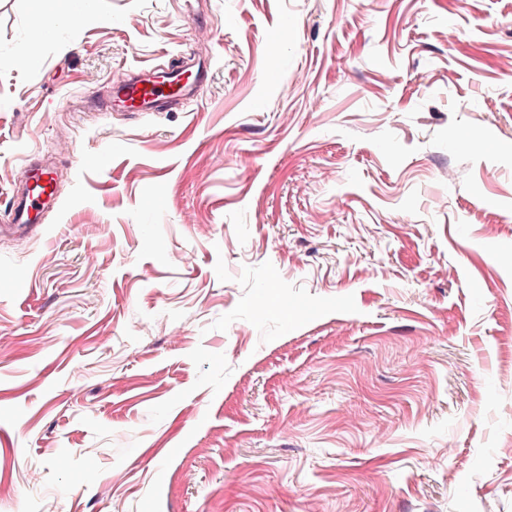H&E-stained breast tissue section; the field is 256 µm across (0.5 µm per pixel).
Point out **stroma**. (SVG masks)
<instances>
[{
  "label": "stroma",
  "mask_w": 512,
  "mask_h": 512,
  "mask_svg": "<svg viewBox=\"0 0 512 512\" xmlns=\"http://www.w3.org/2000/svg\"><path fill=\"white\" fill-rule=\"evenodd\" d=\"M72 6L0 0V512H512V0ZM209 80L207 68L183 56L164 69L130 71L112 81V107L122 110L170 111L197 97ZM56 178L52 165L26 162L17 173L8 203L7 224L1 225V232H29L37 228L45 210L56 203Z\"/></svg>",
  "instance_id": "35a3bbf8"
}]
</instances>
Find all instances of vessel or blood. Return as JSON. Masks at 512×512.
I'll use <instances>...</instances> for the list:
<instances>
[{
  "instance_id": "b4317fda",
  "label": "vessel or blood",
  "mask_w": 512,
  "mask_h": 512,
  "mask_svg": "<svg viewBox=\"0 0 512 512\" xmlns=\"http://www.w3.org/2000/svg\"><path fill=\"white\" fill-rule=\"evenodd\" d=\"M209 80L207 68L198 60L182 57L179 63L149 71H131L112 82L111 104L122 110L169 111L196 98ZM57 173L44 162L25 163L17 174L8 203L5 233L29 232L41 223L47 208L55 205Z\"/></svg>"
}]
</instances>
